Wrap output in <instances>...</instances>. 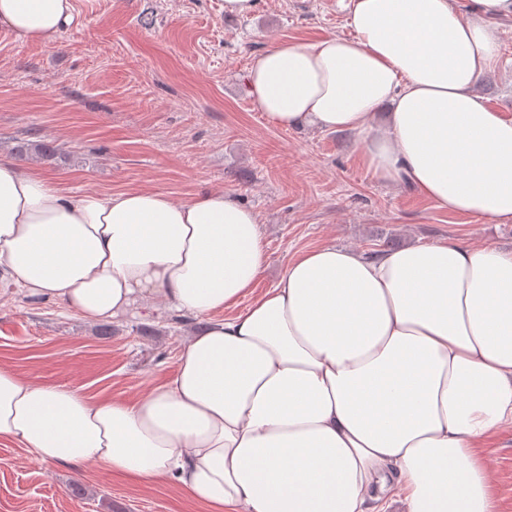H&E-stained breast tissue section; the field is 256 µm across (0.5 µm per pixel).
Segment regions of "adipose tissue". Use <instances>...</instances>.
<instances>
[{
	"mask_svg": "<svg viewBox=\"0 0 512 512\" xmlns=\"http://www.w3.org/2000/svg\"><path fill=\"white\" fill-rule=\"evenodd\" d=\"M473 4L348 0L350 36L279 42L253 59L249 93L278 128L365 135L378 179L511 224L512 119L476 83L512 0ZM75 18V0H0V28L29 41ZM265 262L256 213L224 191L72 196L0 154V288L89 320L150 303L209 320L134 401L0 366V439L173 483L209 512H496L480 450L512 428V252L326 245L256 297Z\"/></svg>",
	"mask_w": 512,
	"mask_h": 512,
	"instance_id": "obj_1",
	"label": "adipose tissue"
}]
</instances>
